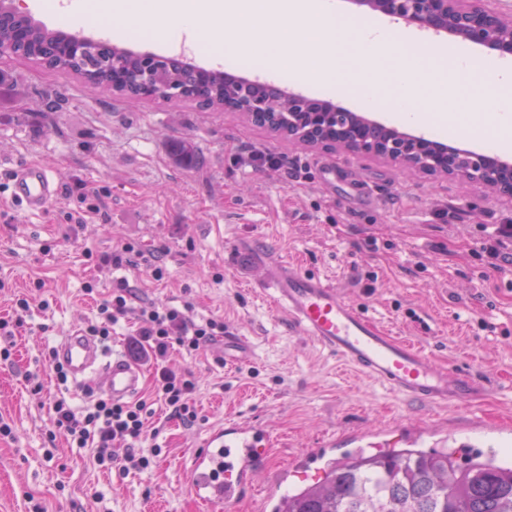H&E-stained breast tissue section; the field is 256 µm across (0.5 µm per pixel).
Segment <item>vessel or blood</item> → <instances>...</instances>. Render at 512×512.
Returning <instances> with one entry per match:
<instances>
[{"mask_svg": "<svg viewBox=\"0 0 512 512\" xmlns=\"http://www.w3.org/2000/svg\"><path fill=\"white\" fill-rule=\"evenodd\" d=\"M58 181L41 167L16 170L14 195L28 209L46 208L56 197ZM240 270L269 292L279 311L288 315L298 332L321 348L385 385L395 395L431 407L464 406L483 395L485 387L473 373L436 362L416 343L392 336L352 304L328 278L306 273L276 252L253 240L232 246ZM57 362L74 381L93 373L113 401L138 395L143 374L128 353L105 354L81 329H71L55 348ZM428 430L421 424L399 426L398 445L421 447ZM269 431L237 421L209 431L201 448L190 457V492L208 512H225L256 479L270 448Z\"/></svg>", "mask_w": 512, "mask_h": 512, "instance_id": "b4317fda", "label": "vessel or blood"}]
</instances>
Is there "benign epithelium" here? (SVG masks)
Returning a JSON list of instances; mask_svg holds the SVG:
<instances>
[{
  "mask_svg": "<svg viewBox=\"0 0 512 512\" xmlns=\"http://www.w3.org/2000/svg\"><path fill=\"white\" fill-rule=\"evenodd\" d=\"M374 11L401 17L405 24L419 31L445 29L448 34L487 49L498 58L512 57V13L491 9L486 0H360ZM30 16L18 11L13 0H0V24L11 25ZM93 39L72 32L55 43L53 54L42 58V64L57 59L79 60L85 56ZM146 70L142 96L154 98L152 71L168 72L164 90L171 95L182 78L181 62L151 53L143 54ZM288 108L308 113V135H288V140L306 146L327 142L354 153H366L388 159L409 170L434 176H460L491 193L512 200V163L498 157L485 156L441 146L422 136H409L395 128L362 118L338 106L301 103V98L288 96Z\"/></svg>",
  "mask_w": 512,
  "mask_h": 512,
  "instance_id": "benign-epithelium-1",
  "label": "benign epithelium"
}]
</instances>
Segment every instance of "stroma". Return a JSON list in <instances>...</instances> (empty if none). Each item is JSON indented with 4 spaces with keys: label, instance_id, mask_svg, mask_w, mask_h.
<instances>
[{
    "label": "stroma",
    "instance_id": "obj_1",
    "mask_svg": "<svg viewBox=\"0 0 512 512\" xmlns=\"http://www.w3.org/2000/svg\"><path fill=\"white\" fill-rule=\"evenodd\" d=\"M182 141L195 145L198 162L175 158ZM252 149L282 167L251 168L243 158ZM27 164L59 178L46 210L12 198V173ZM87 188L93 201L81 198ZM79 210L85 223L69 224ZM498 224L512 225V202L463 178L295 144L190 99L104 98L79 75L0 57V319H14L17 299L30 303L10 361L0 362V421L11 428L0 436V512H206L189 492L186 463L228 419L263 425L273 440L256 486L229 512H262L267 487L331 434L512 422V265L493 269L483 248ZM239 239L332 279L393 335L483 376L488 395L430 409L351 372L231 265ZM125 246L128 263L97 269V257ZM122 284L159 306L192 302L195 318L222 320L249 343L240 359L225 357L220 336L194 355L171 351L166 367L196 378L189 423L159 399L156 369L143 364V444L161 453L125 476L99 469L94 449L71 447L54 428L55 398L79 408L99 390L92 378L81 388L58 384L46 362Z\"/></svg>",
    "mask_w": 512,
    "mask_h": 512
}]
</instances>
